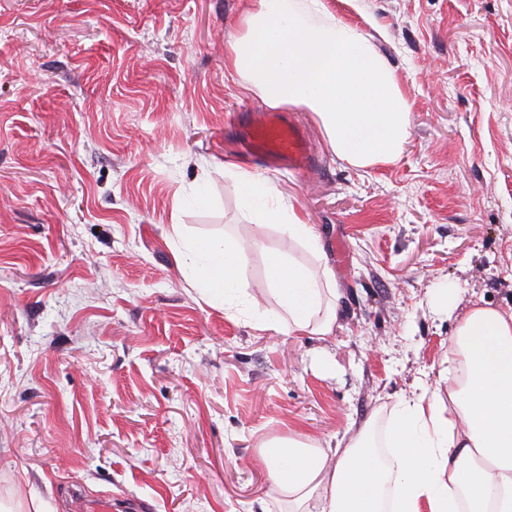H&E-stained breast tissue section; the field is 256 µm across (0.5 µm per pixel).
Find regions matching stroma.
<instances>
[{"label": "stroma", "instance_id": "1", "mask_svg": "<svg viewBox=\"0 0 512 512\" xmlns=\"http://www.w3.org/2000/svg\"><path fill=\"white\" fill-rule=\"evenodd\" d=\"M364 31L410 102L393 161L339 160L286 108L321 177L271 171L324 259L256 223L224 70L249 0H0V506L65 512L71 489L151 512H285L260 461L295 433L387 429L438 383L472 305L512 306V0H326ZM202 187L203 198L193 195ZM188 237L253 244L242 294L278 305L265 252L339 293L322 338L262 331L204 303ZM450 289L452 310L436 293Z\"/></svg>", "mask_w": 512, "mask_h": 512}]
</instances>
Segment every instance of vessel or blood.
Wrapping results in <instances>:
<instances>
[{"mask_svg":"<svg viewBox=\"0 0 512 512\" xmlns=\"http://www.w3.org/2000/svg\"><path fill=\"white\" fill-rule=\"evenodd\" d=\"M244 123L253 155L268 166L285 165L305 177L320 170V162L304 131L283 113H246Z\"/></svg>","mask_w":512,"mask_h":512,"instance_id":"obj_1","label":"vessel or blood"}]
</instances>
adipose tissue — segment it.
<instances>
[{
    "label": "adipose tissue",
    "mask_w": 512,
    "mask_h": 512,
    "mask_svg": "<svg viewBox=\"0 0 512 512\" xmlns=\"http://www.w3.org/2000/svg\"><path fill=\"white\" fill-rule=\"evenodd\" d=\"M224 67L269 107L311 112L332 153L361 166L396 158L410 131V106L368 37L331 16L323 0H252ZM239 188L252 218L322 255L319 236L274 182L243 170ZM248 242L228 233L188 242L181 260L203 300L252 319L260 330L331 335L338 294L329 265L319 273L276 250L266 277L279 309L265 315L242 298ZM440 372L447 403L412 394L397 405L391 458L380 462L370 435L321 447L291 436L261 453L289 512H512V307L473 306Z\"/></svg>",
    "instance_id": "adipose-tissue-1"
}]
</instances>
